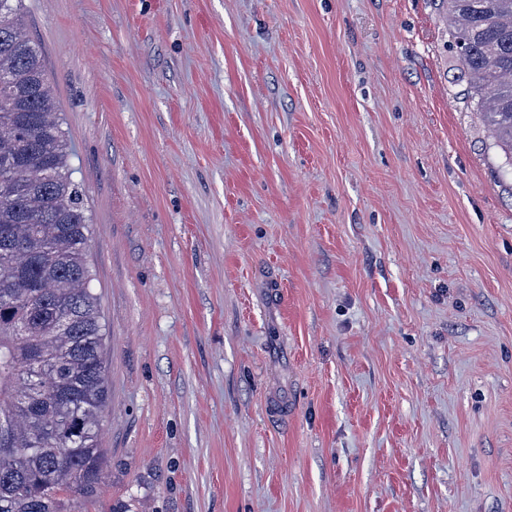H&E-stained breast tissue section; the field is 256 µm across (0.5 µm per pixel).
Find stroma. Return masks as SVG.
<instances>
[{
	"instance_id": "obj_1",
	"label": "stroma",
	"mask_w": 512,
	"mask_h": 512,
	"mask_svg": "<svg viewBox=\"0 0 512 512\" xmlns=\"http://www.w3.org/2000/svg\"><path fill=\"white\" fill-rule=\"evenodd\" d=\"M24 8L109 332L79 512H512V176L442 0Z\"/></svg>"
}]
</instances>
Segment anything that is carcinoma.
I'll return each instance as SVG.
<instances>
[{
	"mask_svg": "<svg viewBox=\"0 0 512 512\" xmlns=\"http://www.w3.org/2000/svg\"><path fill=\"white\" fill-rule=\"evenodd\" d=\"M22 7L0 13V512H67L97 490L108 336L72 149ZM447 21L512 167V0H448Z\"/></svg>",
	"mask_w": 512,
	"mask_h": 512,
	"instance_id": "cac0c4a2",
	"label": "carcinoma"
}]
</instances>
